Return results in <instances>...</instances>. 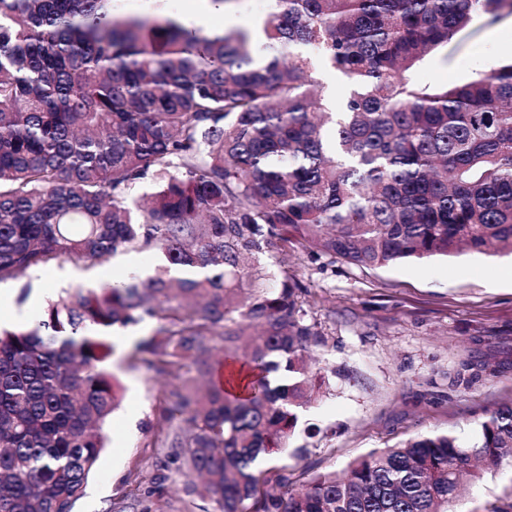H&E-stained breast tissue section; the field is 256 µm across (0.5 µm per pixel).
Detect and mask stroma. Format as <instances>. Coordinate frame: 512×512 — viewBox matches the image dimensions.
Masks as SVG:
<instances>
[{"label":"stroma","mask_w":512,"mask_h":512,"mask_svg":"<svg viewBox=\"0 0 512 512\" xmlns=\"http://www.w3.org/2000/svg\"><path fill=\"white\" fill-rule=\"evenodd\" d=\"M207 11L209 26L262 23L250 0L229 11L206 9L203 0H182L181 15ZM512 17L478 31H464L419 66V82L445 86L469 81L507 60ZM150 251L132 250L95 263L59 260L16 281L0 283V327L17 328L16 314L41 313L61 290L99 288L122 275L143 274L156 263ZM268 288L299 286L308 319L328 339L316 351L314 401L288 447L274 453L272 467L289 489L315 474L341 471L372 450L401 445L434 432L472 442L476 423L512 401V368L466 392L451 390L448 375L465 358L471 337L497 345L512 326V255L469 251L449 258L407 261L365 269L344 260L310 256L296 244L266 262ZM119 381L121 404L107 426V446L74 512H142L144 490L134 477L183 479L182 461L156 445L155 418L172 389L163 377L106 364ZM449 512H512V459L465 480Z\"/></svg>","instance_id":"obj_1"}]
</instances>
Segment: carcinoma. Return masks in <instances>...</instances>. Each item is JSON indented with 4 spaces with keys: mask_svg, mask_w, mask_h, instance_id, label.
Masks as SVG:
<instances>
[{
    "mask_svg": "<svg viewBox=\"0 0 512 512\" xmlns=\"http://www.w3.org/2000/svg\"><path fill=\"white\" fill-rule=\"evenodd\" d=\"M0 0V282L51 261L161 255L153 273L71 288L0 329V512H73L106 448L116 327L178 382L158 439L211 512H448L471 460L512 457V403L374 450L297 493L261 491L311 403L297 287L248 255L304 249L362 268L512 253V62L451 87L423 59L512 0H272L261 31L189 29L156 0ZM350 90L329 107L320 70ZM150 191L138 201L133 191ZM512 363L462 360L469 390Z\"/></svg>",
    "mask_w": 512,
    "mask_h": 512,
    "instance_id": "carcinoma-1",
    "label": "carcinoma"
}]
</instances>
